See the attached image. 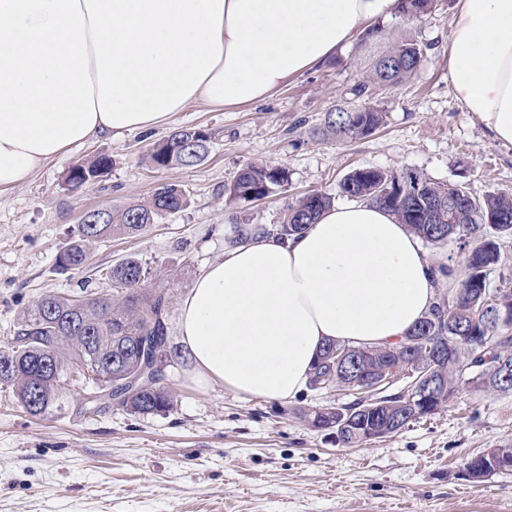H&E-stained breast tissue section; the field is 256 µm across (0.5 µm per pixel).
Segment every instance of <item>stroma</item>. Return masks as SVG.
<instances>
[{
  "mask_svg": "<svg viewBox=\"0 0 512 512\" xmlns=\"http://www.w3.org/2000/svg\"><path fill=\"white\" fill-rule=\"evenodd\" d=\"M456 6L434 0L421 18L394 15L382 21V37H362L263 100L221 112L190 105L165 127L72 147L26 183L0 190V347L41 296L108 292L106 272L134 257L168 298L172 361L161 383L174 400L165 413L113 406L35 418L0 385V512H512V472L480 482L463 474L484 449L512 447V393L469 389L399 433L343 447L296 412L350 402L346 392L309 388L269 402L201 389L188 379L177 336L181 297L223 255L236 225L282 223L289 206L312 193L345 204L339 185L354 170H415L479 198L512 195V147L492 139L451 91L446 51ZM402 36L430 49L405 83L371 96L385 114L380 128L348 141L323 134L326 112L353 105L350 90L370 59ZM182 127L211 134L206 159L153 167V145ZM101 155L111 168L71 187L70 169ZM261 162L285 168L287 183L260 200L225 194L242 168ZM165 183L185 190V207L140 235L90 244L81 269L57 268L84 212L147 203Z\"/></svg>",
  "mask_w": 512,
  "mask_h": 512,
  "instance_id": "obj_1",
  "label": "stroma"
}]
</instances>
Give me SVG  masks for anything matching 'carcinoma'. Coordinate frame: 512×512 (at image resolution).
<instances>
[{"mask_svg": "<svg viewBox=\"0 0 512 512\" xmlns=\"http://www.w3.org/2000/svg\"><path fill=\"white\" fill-rule=\"evenodd\" d=\"M400 14L420 17L432 10L433 0H399ZM431 49L413 38L402 37L380 57L362 81L352 88L358 99H366L368 90L377 83L399 86L420 68V58ZM398 55L402 64H386L388 56ZM384 113L363 103L350 109H337L325 115L323 132L338 139H357L376 130ZM195 129L178 130L154 145L151 163L157 168L173 165L195 166L190 140ZM111 159L99 156L88 165L72 167L68 182L85 180V175L106 171ZM288 180L284 168L267 163H251L239 171L224 189L232 199L250 201L269 195ZM397 188L407 193L403 207L386 201L382 191ZM341 192L352 199L378 204L406 224L422 240L431 244L446 242L455 236L461 247L471 246L464 265L433 268L439 279L457 278L448 305H433L409 335L427 324L432 329L437 355L416 347L408 338L392 347L371 346L361 367L369 370L392 365H420L436 371L448 381V389L431 401L429 408L442 409L467 389L495 388L496 367L501 360L512 363V319L500 325L487 317L485 301L493 299L496 310L512 315V283L501 279L492 285L490 275L507 264L502 240L512 237V198L489 195L476 199L473 208L462 207L452 216L437 213L438 201L448 199V187L425 178L416 171L388 175L380 170L363 168L349 173L340 183ZM187 205V195L177 184H163L151 201L111 210L101 224H78L72 240L59 255L57 267L76 269L84 264L86 245L114 234L136 235L166 213ZM331 206V198L315 193L288 207V214L275 231L281 236L299 234L316 223L321 212ZM112 287L110 294H88L78 300L50 293L38 300L35 308L21 321L17 335L0 348V384L12 387L21 408L33 417L44 418L72 410L83 414L87 408L98 410L118 405L134 414L162 413L172 407V396L159 385L115 393L112 374L126 368L133 356L161 357L168 348L164 314L167 299L162 292L145 288L150 269L130 257L113 266L106 274ZM79 375L104 386L79 397L72 393V375ZM313 374L328 382V390L344 386L336 380L331 359L318 356ZM404 411L398 398L379 396L373 403L361 400L342 406L319 407L298 411L299 418L321 428L340 422L345 446L359 445L373 437L394 434L403 429L395 423L396 414Z\"/></svg>", "mask_w": 512, "mask_h": 512, "instance_id": "1", "label": "carcinoma"}]
</instances>
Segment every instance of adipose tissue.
<instances>
[{
  "label": "adipose tissue",
  "instance_id": "obj_1",
  "mask_svg": "<svg viewBox=\"0 0 512 512\" xmlns=\"http://www.w3.org/2000/svg\"><path fill=\"white\" fill-rule=\"evenodd\" d=\"M398 0H0V188L102 135L147 131L193 103L270 96L393 15ZM455 99L512 146V0H458ZM419 237L366 202L281 237L251 224L179 307L201 388L285 401L328 341L396 345L439 283Z\"/></svg>",
  "mask_w": 512,
  "mask_h": 512
}]
</instances>
